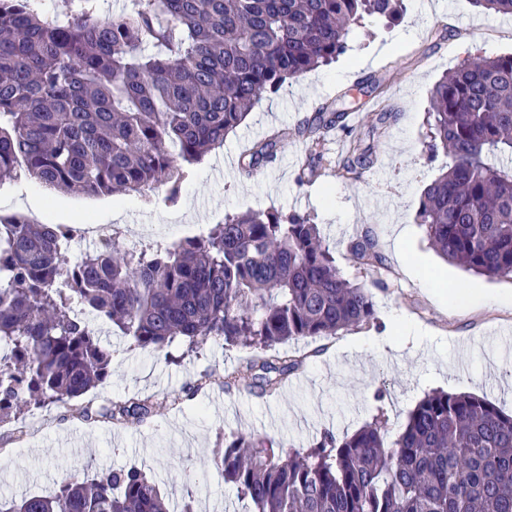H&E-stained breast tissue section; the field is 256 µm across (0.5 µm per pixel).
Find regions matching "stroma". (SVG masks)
<instances>
[{"mask_svg":"<svg viewBox=\"0 0 512 512\" xmlns=\"http://www.w3.org/2000/svg\"><path fill=\"white\" fill-rule=\"evenodd\" d=\"M404 3L400 21L365 19L335 63L263 97L223 145L195 166L178 206L164 204L161 186L148 204L125 193L49 194L30 179L0 184L2 218L68 225L88 219L121 229V241L137 248L170 246L249 209L310 216L340 273L370 288L377 318L367 328L285 344L288 353L308 355L309 363L268 399L224 390L225 370L245 349L209 343L189 352L177 343L164 355L107 332L101 341L112 351V375L86 401L148 397L156 405L153 415L140 426L116 427L73 418L61 405L23 411L0 428V501L49 493L68 471L80 477L137 467L172 512H242L235 488L211 466L215 451L234 434L264 435L301 452L324 432L352 434L381 412L393 435L436 389L475 394L512 414V306H468L455 297L473 290L512 297V280H490L447 263L415 222L424 187L449 162L425 143L432 88L468 56L512 53V15L476 7L472 0ZM368 79L382 81L397 110L395 124L377 143V165L357 181L339 174L350 140L366 137L380 110L369 98L349 110L345 129L326 135L327 162L317 176L297 184V170L310 158V144L297 128L321 101ZM273 130L284 134L276 160L249 179L239 178L240 154ZM364 234L374 237L386 258L380 269H359L350 256V241ZM205 372L212 384L189 394Z\"/></svg>","mask_w":512,"mask_h":512,"instance_id":"1","label":"stroma"}]
</instances>
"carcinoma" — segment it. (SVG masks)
Segmentation results:
<instances>
[{
    "label": "carcinoma",
    "instance_id": "carcinoma-1",
    "mask_svg": "<svg viewBox=\"0 0 512 512\" xmlns=\"http://www.w3.org/2000/svg\"><path fill=\"white\" fill-rule=\"evenodd\" d=\"M98 17L97 0H73L48 17L40 0H0V184L29 176L50 189L108 195L166 185L181 202L189 166L224 144L266 94L333 62L366 16L398 21L404 0H130ZM336 102L299 134L343 127ZM431 153L451 164L422 192L417 223L444 260L512 279V54L470 56L434 85L424 117ZM282 135L256 142L244 176L272 161ZM375 143L358 138L342 162L357 179ZM324 155L299 170L312 180ZM65 224L0 221V426L23 406L66 405L85 420L138 426L154 402L131 396L81 403L110 377L112 351L73 308L112 323L134 346L192 351L224 342L249 355L224 391L273 396L306 357L275 346L335 336L375 320L373 295L344 278L306 215L227 214L206 233L165 249L125 248L119 235L78 256L60 245ZM356 265L384 257L363 236ZM373 417L341 439L326 433L285 455L267 437L236 434L212 459L246 512H512V414L475 394L433 391L387 440ZM6 512H170L136 468L65 476L49 496Z\"/></svg>",
    "mask_w": 512,
    "mask_h": 512
}]
</instances>
